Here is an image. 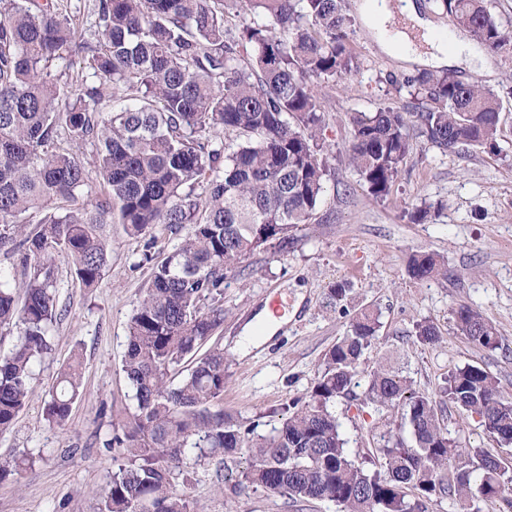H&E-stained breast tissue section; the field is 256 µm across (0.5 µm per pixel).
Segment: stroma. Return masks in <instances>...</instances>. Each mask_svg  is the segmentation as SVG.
I'll list each match as a JSON object with an SVG mask.
<instances>
[{
    "label": "stroma",
    "mask_w": 512,
    "mask_h": 512,
    "mask_svg": "<svg viewBox=\"0 0 512 512\" xmlns=\"http://www.w3.org/2000/svg\"><path fill=\"white\" fill-rule=\"evenodd\" d=\"M366 2H345L360 67L322 91L331 153L316 220L299 232L288 252H255L224 282V324L214 336L227 359L221 406L240 419L259 421L265 434L279 426L293 400L306 396L325 352L346 330L347 316L326 304L327 290L336 282L350 285L352 306L381 313L379 337L359 366L362 374L389 353L416 389L435 395L450 369L470 363L499 377L504 394L512 397V53L473 46L436 0H412L432 33L451 32L454 42L470 46V54L448 67L499 94L503 136L496 153L475 147L449 153L413 133L391 193L374 198L345 159L353 138L351 116L381 105L420 111L414 81L426 66L386 47L389 30ZM416 207L429 208L427 220L411 219ZM107 240V267L95 287L73 277L67 257L56 259L61 318L51 351L34 368L30 403L0 431V512H97L95 492L116 467L112 437L133 407L122 370L127 327L152 273L143 256L163 258L178 238L163 224L138 237L112 224ZM416 252L444 257L447 278H410L407 262ZM273 302L286 308V324L260 347L242 352L244 327ZM462 305L495 325L499 349L475 347L459 334L452 312ZM424 319L437 326L439 344L411 337L413 323ZM75 355L83 367L81 394L67 423L55 426L45 418L44 402L59 370ZM335 412L355 453L365 452L373 435L383 434L385 423H398L402 414L398 407L384 416L374 413L361 386L352 398L337 400ZM443 417L464 445L490 450L512 467V446H498L455 411L444 410ZM174 482L204 512H338L332 502L309 501L296 509L278 495L236 491L234 473L213 463L187 465Z\"/></svg>",
    "instance_id": "stroma-1"
}]
</instances>
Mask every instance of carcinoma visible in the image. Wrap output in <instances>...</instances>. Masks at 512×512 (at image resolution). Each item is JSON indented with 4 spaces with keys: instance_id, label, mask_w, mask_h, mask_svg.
I'll list each match as a JSON object with an SVG mask.
<instances>
[{
    "instance_id": "obj_1",
    "label": "carcinoma",
    "mask_w": 512,
    "mask_h": 512,
    "mask_svg": "<svg viewBox=\"0 0 512 512\" xmlns=\"http://www.w3.org/2000/svg\"><path fill=\"white\" fill-rule=\"evenodd\" d=\"M240 23L226 25L228 0H95L96 42H76L74 19L59 0H0V251L20 253L21 277L0 269V328L18 330L0 356V430L33 395V368L52 350L57 322L54 269L62 253L86 288L107 266L105 226L140 236L155 224L179 234L153 268L129 320L123 371L134 411L112 437L122 463L99 492V512H203L172 482L194 463L241 458L238 489H261L293 503L321 500L342 512H429L446 497L463 512H512V470L482 448L452 438L439 417L449 405L477 421L500 446L512 445V398L498 377L467 364L448 372L440 398L421 392L386 362L368 376L367 400L379 412L402 406L400 431L369 449L371 471L351 453L333 407L360 385L358 367L378 338L380 314L349 316L344 336L325 353L305 399L288 407L272 436L259 423L218 407L224 350L197 357L178 383L171 374L224 324V280L261 249L280 253L317 214L328 175L316 83L359 68L347 34L344 0H234ZM453 26L490 52L512 50L486 0H438ZM84 53L85 75L61 85L51 67L64 52ZM417 113L433 146L454 152L498 150L500 97L451 71L424 72ZM412 120L390 106L353 116L348 165L375 197L389 194L409 153ZM70 148L51 150L60 133ZM106 185L95 201L47 213L39 229L25 218L55 200H74L86 184L80 149ZM202 192L195 193V186ZM418 281L447 277L444 260L414 255ZM457 331L496 349V327L478 310L453 313ZM425 345L439 343L434 323L413 325ZM80 363L64 366L46 419L66 423L79 396Z\"/></svg>"
}]
</instances>
